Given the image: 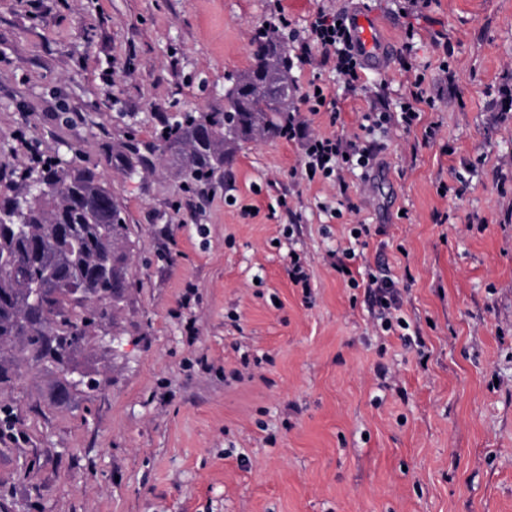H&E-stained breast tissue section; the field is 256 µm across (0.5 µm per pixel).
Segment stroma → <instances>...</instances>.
Segmentation results:
<instances>
[{
  "mask_svg": "<svg viewBox=\"0 0 512 512\" xmlns=\"http://www.w3.org/2000/svg\"><path fill=\"white\" fill-rule=\"evenodd\" d=\"M322 6L375 15L392 62L349 94L294 65L299 91L337 90L338 120L296 105L306 135L407 96L410 27L437 99L376 132L347 196L284 138L189 186L165 156L126 173L131 144L223 111L266 24L299 31ZM38 160L102 176L130 286L70 353L95 388L60 401L57 371L26 360L0 387L20 434L0 440V512H512V0H0V199ZM372 274L396 281L407 336L373 318Z\"/></svg>",
  "mask_w": 512,
  "mask_h": 512,
  "instance_id": "stroma-1",
  "label": "stroma"
}]
</instances>
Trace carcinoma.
Returning <instances> with one entry per match:
<instances>
[{"label":"carcinoma","instance_id":"obj_1","mask_svg":"<svg viewBox=\"0 0 512 512\" xmlns=\"http://www.w3.org/2000/svg\"><path fill=\"white\" fill-rule=\"evenodd\" d=\"M273 34L257 42L252 64L228 77L224 111L190 112L151 150L168 153L189 184L224 176L237 146L226 147L225 127L239 141L288 135L295 86L290 54ZM52 190L37 194L31 181ZM28 183L0 203V384L13 375L14 351L62 370L70 350L88 335L87 318L70 308L75 292L92 298L129 287L127 224L95 171L48 163L25 175ZM42 289L46 307L24 312L28 289Z\"/></svg>","mask_w":512,"mask_h":512}]
</instances>
